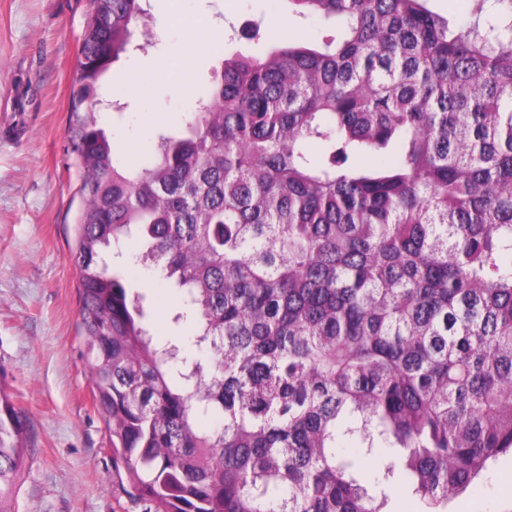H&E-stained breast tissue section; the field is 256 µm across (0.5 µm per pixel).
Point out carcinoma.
Wrapping results in <instances>:
<instances>
[{
  "label": "carcinoma",
  "mask_w": 512,
  "mask_h": 512,
  "mask_svg": "<svg viewBox=\"0 0 512 512\" xmlns=\"http://www.w3.org/2000/svg\"><path fill=\"white\" fill-rule=\"evenodd\" d=\"M67 152L73 264L115 463L163 512H433L512 451V0H288L320 44L234 54L127 166L102 81L143 0H90ZM202 355L105 254L132 240ZM28 416L0 388V512ZM379 458L375 475L364 459ZM428 7L443 16L450 22H462L468 18L469 4L466 0H429Z\"/></svg>",
  "instance_id": "carcinoma-1"
}]
</instances>
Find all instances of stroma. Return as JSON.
Segmentation results:
<instances>
[{
	"label": "stroma",
	"mask_w": 512,
	"mask_h": 512,
	"mask_svg": "<svg viewBox=\"0 0 512 512\" xmlns=\"http://www.w3.org/2000/svg\"><path fill=\"white\" fill-rule=\"evenodd\" d=\"M144 51L115 63L104 89L114 109L102 120L123 160L136 165L158 135L181 124L223 57L266 54L286 42L317 44L323 23L286 0H144ZM89 0H0V388L29 414L27 468L17 512H150L124 490L92 382L72 269L80 173L65 128L79 38ZM260 24L267 37L243 29ZM190 44L189 60L177 55ZM132 290L145 293L154 332L174 328L177 299L128 258H117ZM448 512H512V455L448 504Z\"/></svg>",
	"instance_id": "1"
}]
</instances>
